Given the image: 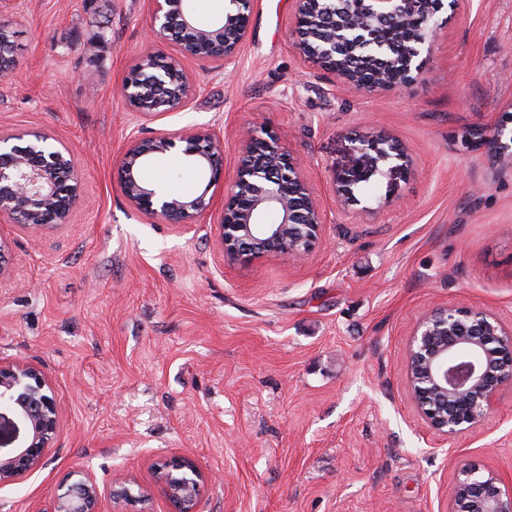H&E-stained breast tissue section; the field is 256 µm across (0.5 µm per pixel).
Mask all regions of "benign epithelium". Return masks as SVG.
<instances>
[{"label": "benign epithelium", "mask_w": 512, "mask_h": 512, "mask_svg": "<svg viewBox=\"0 0 512 512\" xmlns=\"http://www.w3.org/2000/svg\"><path fill=\"white\" fill-rule=\"evenodd\" d=\"M152 42L174 45L181 55L215 70L229 71L248 36L253 0H224L223 17L201 23L190 0H151ZM443 0H296L295 48L313 67L352 89L377 94L406 84L422 73V53L438 33L436 14ZM413 35L396 44L379 37L389 24ZM360 55L381 65L373 76L351 68L344 56ZM13 66L11 31L0 22V74ZM193 86L180 64L164 51L144 52L120 87L139 116L153 120L184 104ZM40 130L0 135V223L44 232L70 222L82 196L75 153L47 143ZM492 150L512 159V128L501 124ZM175 152L208 175L201 194L181 197L143 182L141 168L155 155ZM391 159L407 170L408 155L383 136L354 141L346 171L336 180V202L355 201L354 187L384 175ZM124 197L137 210L168 223L196 224L211 206L213 185L224 178L223 141L208 127L131 140L118 165ZM224 257L250 262L265 257L306 259L322 240L324 218L303 174L301 161L264 127L247 131L224 197L217 225ZM407 378L417 411L433 434L448 440L483 422L499 391L512 384V325L485 310L450 302L428 310L407 345ZM24 428L17 448L0 455V489L32 471L52 448L60 413L53 388L42 372L23 361L0 360V403ZM448 512H512V482L493 471L460 462ZM149 491L159 493L168 512H200L211 482L194 459L174 456L150 468ZM134 479L116 476L108 491L113 512L134 502ZM97 482L80 473L59 486L52 512H99Z\"/></svg>", "instance_id": "1"}]
</instances>
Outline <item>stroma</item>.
I'll return each instance as SVG.
<instances>
[{
  "instance_id": "stroma-1",
  "label": "stroma",
  "mask_w": 512,
  "mask_h": 512,
  "mask_svg": "<svg viewBox=\"0 0 512 512\" xmlns=\"http://www.w3.org/2000/svg\"><path fill=\"white\" fill-rule=\"evenodd\" d=\"M295 0H254L230 72L182 59L194 90L138 118L118 89L150 42V0H0L16 65L0 76V131L71 146L83 195L69 224L0 223V359L36 365L61 408L53 448L0 489V512H46L86 472L100 488L188 455L212 475L201 512H445L467 461L512 480V385L477 428L435 442L405 353L423 312L449 302L512 321V162L486 139L512 116V0H461L414 81L377 96L334 83L294 47ZM273 131L305 159L326 219L304 262L224 258L230 181L189 227L122 194L132 137L211 127L224 170L241 136ZM411 155L358 185L335 180L354 139ZM143 178L183 196L202 176L176 153Z\"/></svg>"
}]
</instances>
